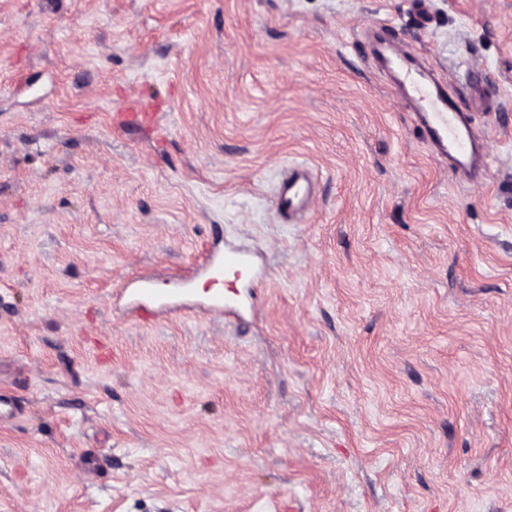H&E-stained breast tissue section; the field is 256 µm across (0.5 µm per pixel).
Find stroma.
<instances>
[{
  "label": "stroma",
  "instance_id": "stroma-1",
  "mask_svg": "<svg viewBox=\"0 0 512 512\" xmlns=\"http://www.w3.org/2000/svg\"><path fill=\"white\" fill-rule=\"evenodd\" d=\"M428 7L0 0V512H512V0ZM379 37L488 74L487 179L431 155ZM139 99L160 127H113ZM217 240L253 305L202 277L128 319ZM315 179L306 165L288 168L275 187L273 202L275 211L289 223H298L306 215L314 195ZM192 285V279H183L178 283L179 288H158L157 278L151 275L140 276L135 283L134 294L138 305L131 309V314L140 317L146 304L158 307H169L168 296L173 293H187Z\"/></svg>",
  "mask_w": 512,
  "mask_h": 512
}]
</instances>
